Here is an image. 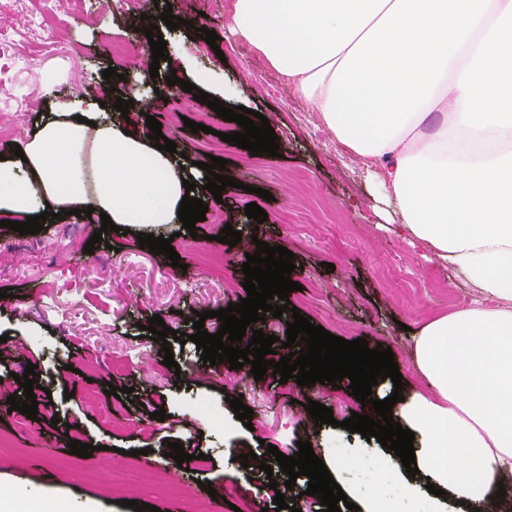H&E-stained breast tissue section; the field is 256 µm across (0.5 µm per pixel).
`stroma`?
<instances>
[{"mask_svg": "<svg viewBox=\"0 0 512 512\" xmlns=\"http://www.w3.org/2000/svg\"><path fill=\"white\" fill-rule=\"evenodd\" d=\"M171 5L173 15L197 20L214 31L216 46L197 37L184 25L161 28L169 61L161 62L158 77H150L133 53L116 58L113 44L129 42L132 22L113 11L108 0H0V115L15 121L21 131L10 137L0 134V153L26 143L41 114L71 101L82 91L115 87L135 91L138 98L155 97L148 115L131 108L127 128L146 131L147 116H155L163 134H176L181 150L190 160L205 157L217 133H232L236 126L218 117L193 94L169 95V74L193 81L195 72L209 74L207 93L233 92L228 108L243 106L264 115L279 139V154L261 156L243 165L242 148L225 145V175L234 180L221 199L203 195L209 209L224 205V217L243 236H257L272 246H283L293 255V281L300 290L289 293L291 321L300 310L310 322L346 340L361 338L369 348H391L403 380L415 384L417 375L409 348L424 316L448 312L438 292L423 287L417 278L428 272L471 304L476 291L451 267L441 265L423 244L405 242L398 231L379 229V187L376 172L353 161L330 136L315 137L316 125L306 105L281 81L277 72L262 64L251 45L224 31V7L220 0H157ZM117 68L118 78L106 80L102 72ZM204 124L195 133L187 127L172 128L175 116ZM268 190L271 201H261L259 190ZM257 202L267 214L263 223H245L246 204ZM98 222L73 215L44 225L35 235L0 228V289H12L0 298V336L19 343L14 363L17 375L27 364L39 373L38 402L52 401L57 421L20 420L7 415L0 434L8 436L21 457L0 460V495L10 484H21L26 504L16 512H30L45 493L66 498L72 512H84L88 501L102 504L105 512H131L112 503L102 490L87 488L64 476L59 465L68 459V443L77 440L93 445L89 459L122 462L126 453L147 450L148 462L171 467L169 443H182L188 453L201 452L210 459L204 471H181L187 485L196 481L235 482L246 497L269 512L273 497L266 473L243 468L234 459L237 448L264 454L265 444L292 455L291 429L307 415L305 403L314 400L331 407L338 421L349 418L360 403L348 381L339 385H297L244 377V403L253 410L254 428H246L226 401L224 384L228 363L204 366L194 342H172L176 368L164 377H153L142 367L146 356L158 355L161 343L141 337L139 325L160 316L166 326L193 334V314L214 311L237 303L244 296L239 247L224 248L216 237L218 224L205 220L197 225L194 250L177 237V225L159 224L153 236L172 237L182 265L174 267L164 254L141 248L135 235L110 231L103 234L94 253L84 247ZM100 232V231H99ZM227 251L222 279H214L198 263L200 254ZM404 266L408 279L388 284L382 272L388 262ZM131 356L127 393L114 397L105 389L111 381L112 359ZM101 389L99 408L85 405L87 387ZM202 395L215 405L217 415H195L186 405L190 396ZM165 410V420L153 414ZM137 427H128L126 418Z\"/></svg>", "mask_w": 512, "mask_h": 512, "instance_id": "stroma-1", "label": "stroma"}]
</instances>
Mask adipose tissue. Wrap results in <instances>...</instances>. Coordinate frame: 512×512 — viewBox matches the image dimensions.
Instances as JSON below:
<instances>
[{
	"instance_id": "ef3b65f1",
	"label": "adipose tissue",
	"mask_w": 512,
	"mask_h": 512,
	"mask_svg": "<svg viewBox=\"0 0 512 512\" xmlns=\"http://www.w3.org/2000/svg\"><path fill=\"white\" fill-rule=\"evenodd\" d=\"M249 42L361 165L408 240L458 269L474 305L413 337L419 378L393 419L414 433L421 481L392 450L323 461L361 512H497L512 478V0H231ZM96 95L42 119L0 160V216L95 208L114 224L178 223L180 164L104 114Z\"/></svg>"
}]
</instances>
